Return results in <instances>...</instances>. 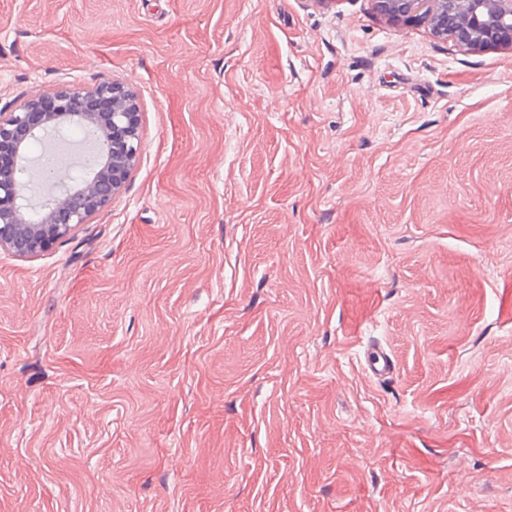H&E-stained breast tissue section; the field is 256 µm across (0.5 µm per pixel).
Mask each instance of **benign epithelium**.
<instances>
[{"mask_svg":"<svg viewBox=\"0 0 512 512\" xmlns=\"http://www.w3.org/2000/svg\"><path fill=\"white\" fill-rule=\"evenodd\" d=\"M376 7L469 50L512 44V0H376ZM71 127L90 132L95 145L79 163L83 175L45 174L30 145L51 144ZM141 128L137 95L115 81L88 87L72 80L0 112V251L38 257L111 204L139 160Z\"/></svg>","mask_w":512,"mask_h":512,"instance_id":"benign-epithelium-1","label":"benign epithelium"}]
</instances>
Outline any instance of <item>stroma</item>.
Segmentation results:
<instances>
[{
	"instance_id": "stroma-1",
	"label": "stroma",
	"mask_w": 512,
	"mask_h": 512,
	"mask_svg": "<svg viewBox=\"0 0 512 512\" xmlns=\"http://www.w3.org/2000/svg\"><path fill=\"white\" fill-rule=\"evenodd\" d=\"M74 79L128 84L141 152L0 253V512H512L511 45L375 0H0V111Z\"/></svg>"
}]
</instances>
